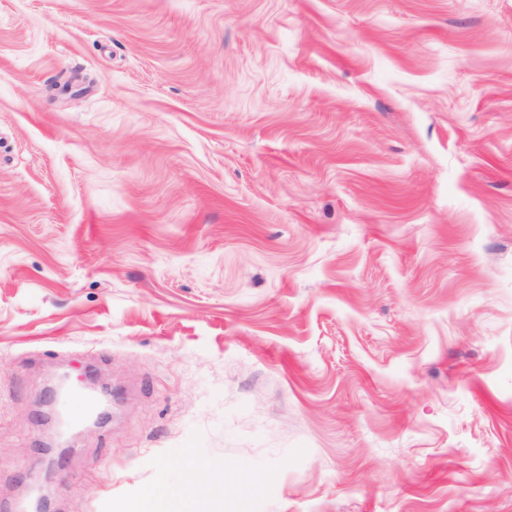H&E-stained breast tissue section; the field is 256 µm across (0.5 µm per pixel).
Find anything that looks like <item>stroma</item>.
Instances as JSON below:
<instances>
[{
  "instance_id": "1",
  "label": "stroma",
  "mask_w": 512,
  "mask_h": 512,
  "mask_svg": "<svg viewBox=\"0 0 512 512\" xmlns=\"http://www.w3.org/2000/svg\"><path fill=\"white\" fill-rule=\"evenodd\" d=\"M59 366L62 512H512V0H0V512ZM64 403L71 419L76 422L88 417L95 407V399L83 393L72 395ZM193 482L189 473L184 486L174 491L155 489L143 492L126 506L127 512H180L187 506V491Z\"/></svg>"
}]
</instances>
